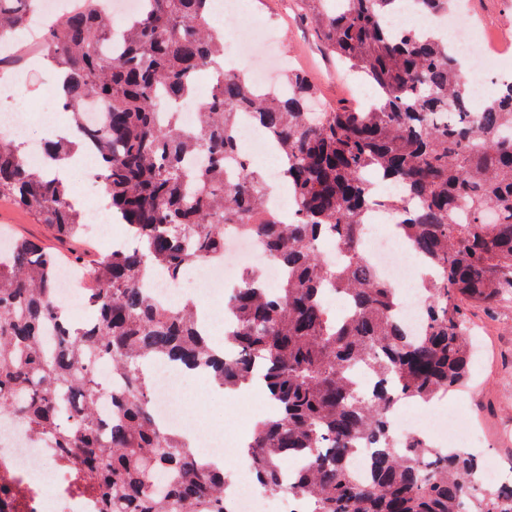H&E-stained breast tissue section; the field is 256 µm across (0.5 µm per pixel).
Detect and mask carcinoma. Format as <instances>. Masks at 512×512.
<instances>
[{
  "mask_svg": "<svg viewBox=\"0 0 512 512\" xmlns=\"http://www.w3.org/2000/svg\"><path fill=\"white\" fill-rule=\"evenodd\" d=\"M212 2L146 0L122 28L117 59L104 49L111 24L99 0H82L46 28L39 55L64 75L71 137L44 145L39 167L0 138V201L62 239L84 235L86 214L50 163L87 148L108 209L139 246L70 259L93 284L82 293L89 316L77 324L56 300L58 256L9 238L0 257V415L49 440L97 487L102 512H232L224 472L154 414L144 365L210 369L226 390L258 375L276 413L256 424L248 447L267 491L306 501L308 512H512V485H481L475 451L422 437L400 442L390 427L400 398L428 402L469 378L468 304L512 300V75L499 77L474 112L465 64L448 42L415 28L390 31L395 0H347L341 10L301 0L328 49L378 98L367 110L314 115L306 109L313 89L290 66L283 95L225 72ZM38 4L0 0V34L24 31ZM451 4L413 0L424 18ZM210 76L218 81L195 124L183 126L177 107ZM90 103L105 110L97 126L84 122ZM241 112L276 139L294 221L268 209L266 178L235 134ZM371 173L391 187L379 200ZM375 205L433 270L423 282L421 336L410 335L396 288L361 252L364 216ZM229 224L249 227L287 272L269 287L246 270L230 292L236 325L224 346L242 352L235 362L202 332L195 304L171 308L143 288L151 272L175 284L223 252ZM318 243L339 259L323 261ZM336 296L351 303L349 318L329 316ZM358 364L380 378L369 393L352 378ZM103 369L121 381L110 419L98 413ZM361 441L370 448L367 481L348 467ZM295 454L306 466L289 478ZM161 473L170 480L158 495Z\"/></svg>",
  "mask_w": 512,
  "mask_h": 512,
  "instance_id": "obj_1",
  "label": "carcinoma"
}]
</instances>
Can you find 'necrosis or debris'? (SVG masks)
Segmentation results:
<instances>
[{
	"mask_svg": "<svg viewBox=\"0 0 512 512\" xmlns=\"http://www.w3.org/2000/svg\"><path fill=\"white\" fill-rule=\"evenodd\" d=\"M442 36L448 38L466 63L465 78L470 87L473 107H480L490 87V64L512 60V43L490 40L462 7L439 13L432 19ZM237 135L253 143L256 156L268 160L265 173L269 181H278L281 161L268 135L254 125L248 113L237 119ZM388 215L380 209L365 216L361 247L377 271L393 284L402 286L401 315L411 333L423 328L422 296L418 272L420 259L404 240L387 233ZM247 268L263 269L269 283H279L284 272L254 235L235 228L224 233V252L204 261L194 277L182 287L149 281L148 286L170 305L181 302L183 292L210 293L215 287L232 288L236 275ZM191 374L175 372L153 380L149 402L156 416L176 429L191 428L190 419L179 406L177 385L194 382ZM56 449L46 447L26 435L6 418H0V512H101L98 494L78 472L59 466ZM234 512H294V502L270 499L256 483H236L231 497Z\"/></svg>",
	"mask_w": 512,
	"mask_h": 512,
	"instance_id": "obj_1",
	"label": "necrosis or debris"
}]
</instances>
